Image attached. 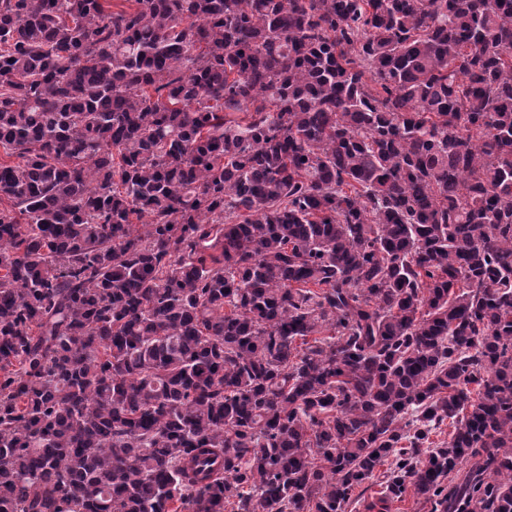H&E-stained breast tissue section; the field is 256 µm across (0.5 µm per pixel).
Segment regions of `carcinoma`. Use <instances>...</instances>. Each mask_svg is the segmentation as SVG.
<instances>
[{"label": "carcinoma", "mask_w": 512, "mask_h": 512, "mask_svg": "<svg viewBox=\"0 0 512 512\" xmlns=\"http://www.w3.org/2000/svg\"><path fill=\"white\" fill-rule=\"evenodd\" d=\"M134 2L0 0V512H512V0Z\"/></svg>", "instance_id": "1"}]
</instances>
